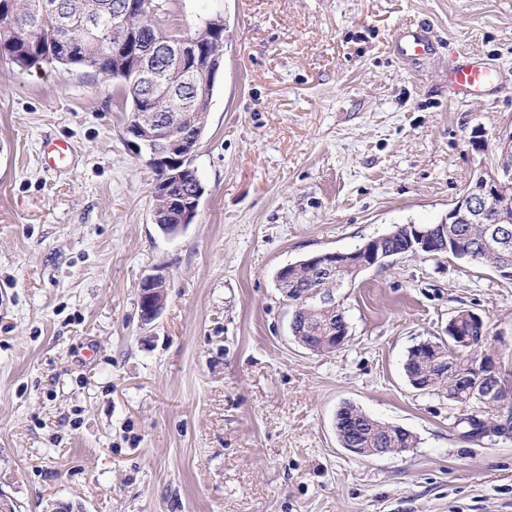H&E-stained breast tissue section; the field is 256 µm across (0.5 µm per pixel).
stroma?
I'll list each match as a JSON object with an SVG mask.
<instances>
[{
	"label": "stroma",
	"instance_id": "obj_1",
	"mask_svg": "<svg viewBox=\"0 0 512 512\" xmlns=\"http://www.w3.org/2000/svg\"><path fill=\"white\" fill-rule=\"evenodd\" d=\"M169 26L220 15L224 68L179 236L153 222L151 172L118 80L0 56V492L16 512H512V438L464 437L414 389L409 350L460 309L512 372V279L406 254L343 292L345 345L292 336L285 265L439 223L512 133V0H173ZM428 31L424 55L398 35ZM495 65L454 98L448 63ZM68 144L67 166L42 161ZM166 277L153 321L148 276ZM352 403L416 448L359 457ZM140 297L144 299V304L140 306L142 319L152 320L161 311L167 298L165 277L157 275L147 278L142 285Z\"/></svg>",
	"mask_w": 512,
	"mask_h": 512
}]
</instances>
